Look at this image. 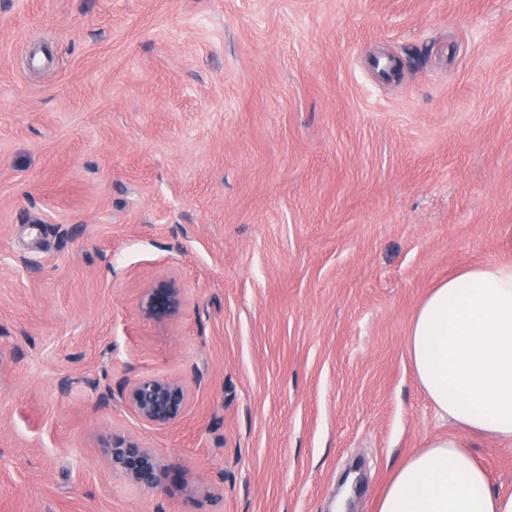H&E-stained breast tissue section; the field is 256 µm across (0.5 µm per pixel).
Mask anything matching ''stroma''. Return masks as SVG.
<instances>
[{
  "label": "stroma",
  "instance_id": "obj_1",
  "mask_svg": "<svg viewBox=\"0 0 512 512\" xmlns=\"http://www.w3.org/2000/svg\"><path fill=\"white\" fill-rule=\"evenodd\" d=\"M507 225L512 0H0V512H374L447 430L411 317ZM134 376L184 417L103 400ZM183 302L182 288L174 281L161 279L142 293L139 310L144 319L165 323L179 315ZM119 398L140 422L163 429L183 418L189 405L190 390L178 379L140 376L124 380ZM112 471L123 475L131 482L153 489L160 484L163 470L161 459L149 448L135 440H117L107 451Z\"/></svg>",
  "mask_w": 512,
  "mask_h": 512
}]
</instances>
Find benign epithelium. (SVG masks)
<instances>
[{
    "mask_svg": "<svg viewBox=\"0 0 512 512\" xmlns=\"http://www.w3.org/2000/svg\"><path fill=\"white\" fill-rule=\"evenodd\" d=\"M183 292L171 280H157L140 297L141 316L156 323L176 318L183 306ZM123 405L140 422L163 429L180 421L190 399L189 386L178 379L140 376L126 379L119 390ZM112 471L131 482L153 489L160 484L161 459L135 440H117L107 451Z\"/></svg>",
    "mask_w": 512,
    "mask_h": 512,
    "instance_id": "1",
    "label": "benign epithelium"
}]
</instances>
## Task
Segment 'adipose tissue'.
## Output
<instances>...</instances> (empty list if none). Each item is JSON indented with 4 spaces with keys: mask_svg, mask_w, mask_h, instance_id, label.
<instances>
[{
    "mask_svg": "<svg viewBox=\"0 0 512 512\" xmlns=\"http://www.w3.org/2000/svg\"><path fill=\"white\" fill-rule=\"evenodd\" d=\"M406 350L416 379L445 422L512 450V265L456 272L415 311ZM375 512H512L487 469L455 437L412 450Z\"/></svg>",
    "mask_w": 512,
    "mask_h": 512,
    "instance_id": "1",
    "label": "adipose tissue"
}]
</instances>
